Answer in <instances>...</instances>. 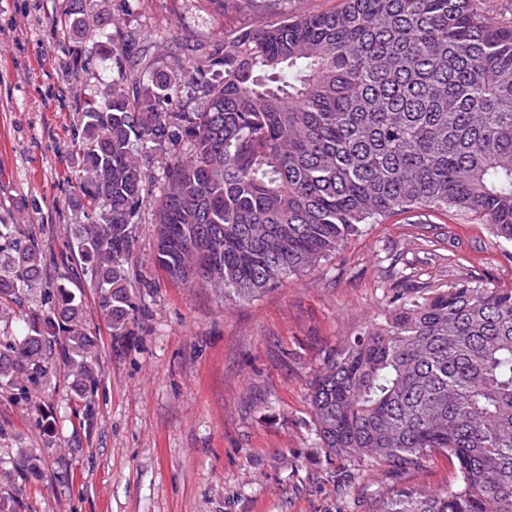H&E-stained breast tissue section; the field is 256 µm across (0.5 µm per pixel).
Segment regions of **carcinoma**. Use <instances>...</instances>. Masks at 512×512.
Here are the masks:
<instances>
[{
	"mask_svg": "<svg viewBox=\"0 0 512 512\" xmlns=\"http://www.w3.org/2000/svg\"><path fill=\"white\" fill-rule=\"evenodd\" d=\"M69 2L56 19L67 65L83 68L89 40L112 69L82 108L70 182L90 211L72 225L70 249L115 340L137 316L132 248L148 199L155 261L226 302L256 298L394 215H469L512 243V20L482 0H341L275 23L264 0H207L256 20L167 68L152 49L175 41L170 32L135 52L114 34L118 20ZM187 83L194 108L176 103ZM173 140L186 152L150 154ZM44 266L36 236L0 219L1 319L43 289ZM47 300L0 340V388L28 402L57 353L89 407L99 338L81 295L60 287ZM310 402L331 457L418 464L440 451L455 462L451 486L391 489L377 512H512V288L394 278L384 320L326 352Z\"/></svg>",
	"mask_w": 512,
	"mask_h": 512,
	"instance_id": "obj_1",
	"label": "carcinoma"
}]
</instances>
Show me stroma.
I'll return each instance as SVG.
<instances>
[{"label":"stroma","mask_w":512,"mask_h":512,"mask_svg":"<svg viewBox=\"0 0 512 512\" xmlns=\"http://www.w3.org/2000/svg\"><path fill=\"white\" fill-rule=\"evenodd\" d=\"M66 0H0V217L39 232L50 262L47 287L80 289L85 318L103 345L94 409L68 389L52 362L30 405L0 390V471L21 489L18 512H373L386 489L444 488L447 455L415 466L328 458L320 448L309 383L326 349L383 315L390 265L405 287L466 277L512 287V243L488 228L442 214L412 224L394 216L365 225L336 255L283 279L255 300L224 303L205 287L173 280L155 261V211L142 207L132 276L140 311L126 341L111 339L89 277L65 261L71 227L83 223L67 179L78 164L70 142L79 102L94 95L97 61L64 68L67 45L52 25ZM122 18L124 37L143 43L167 28L175 58L214 52L218 34L252 24L233 7L199 0H87ZM43 463L22 478L20 451Z\"/></svg>","instance_id":"stroma-1"}]
</instances>
